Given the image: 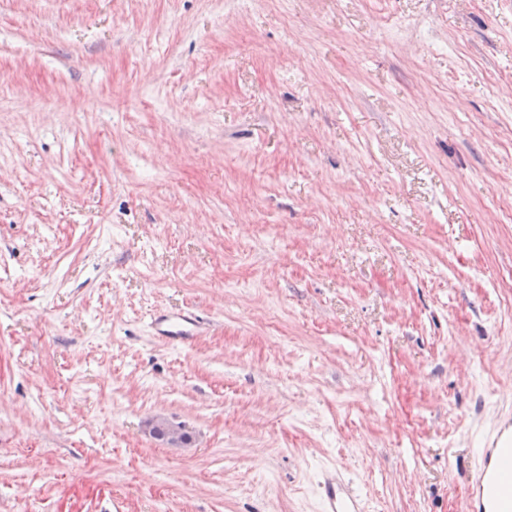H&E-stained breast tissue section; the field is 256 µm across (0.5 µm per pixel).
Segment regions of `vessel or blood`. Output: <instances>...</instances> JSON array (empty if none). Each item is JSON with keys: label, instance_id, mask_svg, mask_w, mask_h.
Wrapping results in <instances>:
<instances>
[{"label": "vessel or blood", "instance_id": "1", "mask_svg": "<svg viewBox=\"0 0 512 512\" xmlns=\"http://www.w3.org/2000/svg\"><path fill=\"white\" fill-rule=\"evenodd\" d=\"M156 336L190 342L197 334L191 313L159 315L151 321ZM322 512H366L365 502L349 487L338 470L324 474ZM462 512H512V415L480 448L473 479Z\"/></svg>", "mask_w": 512, "mask_h": 512}]
</instances>
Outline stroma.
<instances>
[{
	"instance_id": "35a3bbf8",
	"label": "stroma",
	"mask_w": 512,
	"mask_h": 512,
	"mask_svg": "<svg viewBox=\"0 0 512 512\" xmlns=\"http://www.w3.org/2000/svg\"><path fill=\"white\" fill-rule=\"evenodd\" d=\"M511 138L512 0H0V512H460ZM151 326L156 336L169 341L187 343L197 336L196 320L189 312L156 316ZM149 432L152 436L158 432H161L164 436V442L168 444H178L189 441V436L185 434L184 441V433L182 431V427L176 424H173L164 418L157 417L148 422ZM323 502L322 512H365V502L349 487L338 470L323 475L321 482Z\"/></svg>"
}]
</instances>
